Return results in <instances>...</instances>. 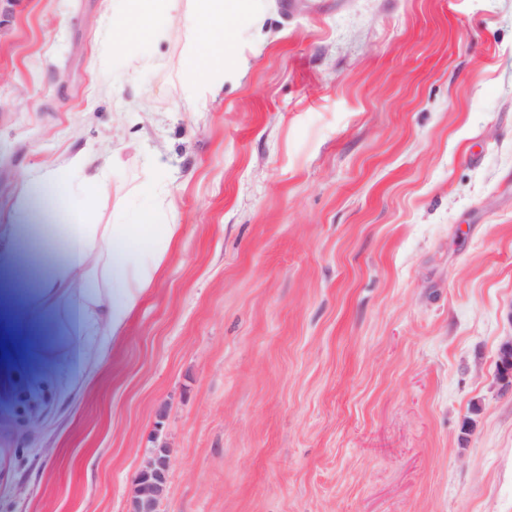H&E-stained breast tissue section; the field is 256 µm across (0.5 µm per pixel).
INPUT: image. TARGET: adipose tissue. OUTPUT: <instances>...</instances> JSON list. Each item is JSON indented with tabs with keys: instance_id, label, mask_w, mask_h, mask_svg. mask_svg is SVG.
I'll return each mask as SVG.
<instances>
[{
	"instance_id": "1",
	"label": "adipose tissue",
	"mask_w": 512,
	"mask_h": 512,
	"mask_svg": "<svg viewBox=\"0 0 512 512\" xmlns=\"http://www.w3.org/2000/svg\"><path fill=\"white\" fill-rule=\"evenodd\" d=\"M116 0L112 14L114 46L161 38L170 20L187 37L182 75L187 92L201 85L222 88L224 53L237 28L251 12V0ZM90 160L75 155L70 171L82 178L67 209H59L62 177L30 180L5 231L13 243L6 253L16 266L32 267L37 303L70 301L68 316L79 338L72 356L80 376L102 363L109 344L155 280L178 227L157 223L145 208L128 224H101L98 204L107 192L103 171H90ZM94 337V345L83 342Z\"/></svg>"
}]
</instances>
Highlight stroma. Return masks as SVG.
<instances>
[{
  "instance_id": "stroma-1",
  "label": "stroma",
  "mask_w": 512,
  "mask_h": 512,
  "mask_svg": "<svg viewBox=\"0 0 512 512\" xmlns=\"http://www.w3.org/2000/svg\"><path fill=\"white\" fill-rule=\"evenodd\" d=\"M112 2L0 0V225L82 151L99 223L178 233L69 393L0 266V512H126L161 447L162 512H512V0H253L198 108L183 29L113 46ZM500 371L496 373L498 382L505 391L512 390V341L503 344L497 354Z\"/></svg>"
}]
</instances>
